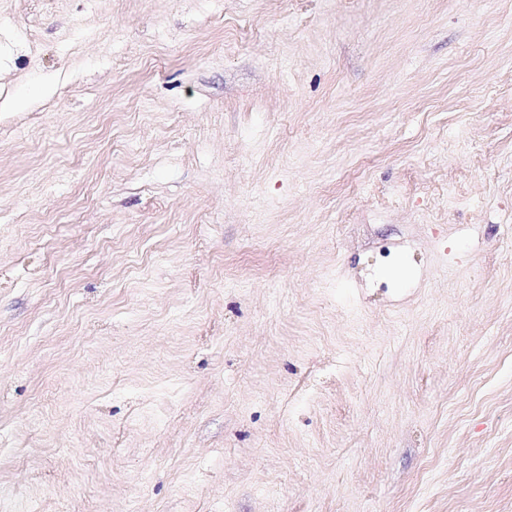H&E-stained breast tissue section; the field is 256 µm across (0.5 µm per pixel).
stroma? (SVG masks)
I'll list each match as a JSON object with an SVG mask.
<instances>
[{
  "label": "stroma",
  "instance_id": "1",
  "mask_svg": "<svg viewBox=\"0 0 512 512\" xmlns=\"http://www.w3.org/2000/svg\"><path fill=\"white\" fill-rule=\"evenodd\" d=\"M0 512H512V0H0Z\"/></svg>",
  "mask_w": 512,
  "mask_h": 512
}]
</instances>
